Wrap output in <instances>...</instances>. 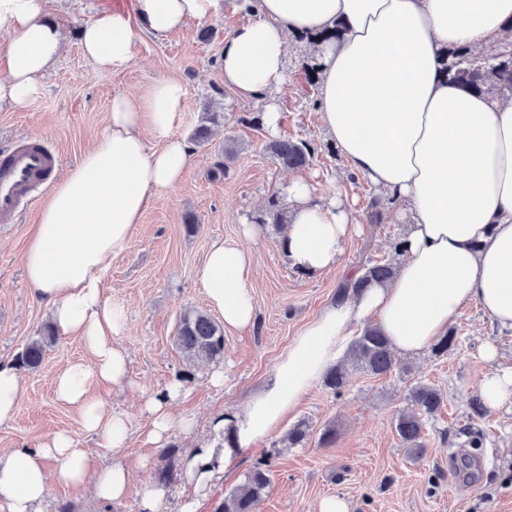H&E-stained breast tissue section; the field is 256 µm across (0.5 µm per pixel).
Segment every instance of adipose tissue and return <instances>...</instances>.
Masks as SVG:
<instances>
[{
  "label": "adipose tissue",
  "mask_w": 512,
  "mask_h": 512,
  "mask_svg": "<svg viewBox=\"0 0 512 512\" xmlns=\"http://www.w3.org/2000/svg\"><path fill=\"white\" fill-rule=\"evenodd\" d=\"M242 6L252 18L225 41L221 57L224 85L241 100L265 101L284 84L291 36L345 23L340 39L311 47L321 122L351 171L392 200V219L406 230L393 279L337 298L303 328L261 389L215 419L214 429L230 433L233 445H203L185 456L186 476L199 489L226 472L239 449L280 426L345 355L352 327L368 317L406 357L436 344L471 303L512 329V102L462 88L442 65L449 47L499 44L512 21V0H243ZM221 8L222 0H132L128 11L103 10L87 22L82 49L109 74L132 61L134 24L162 39ZM0 31L10 34L0 51L8 71L0 101L21 105L38 94L62 51V34L46 19L44 0H0ZM183 100L182 83L166 78L145 100L113 95L104 134L54 186L24 257L26 282L52 322L88 352L57 375L54 395L79 407L85 433L115 451L129 441V420L105 409L92 387L128 385L129 357L116 341L127 319L104 284L153 194L186 175L190 146L171 136ZM279 119L275 104L266 103L265 127L277 130ZM147 128L161 148L149 147ZM284 201L290 222L280 248L290 263L305 273L337 264L356 227L341 193L320 196L299 176L289 180ZM251 275L240 245H211L199 283L225 327L254 325ZM183 394L175 381L146 401L147 443L163 445L176 427L191 430V421L172 411ZM54 479L93 481L97 499L112 503L131 486L120 460L93 468L89 450L57 431L37 447L0 451V512H47Z\"/></svg>",
  "instance_id": "adipose-tissue-1"
}]
</instances>
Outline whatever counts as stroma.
<instances>
[{"label": "stroma", "mask_w": 512, "mask_h": 512, "mask_svg": "<svg viewBox=\"0 0 512 512\" xmlns=\"http://www.w3.org/2000/svg\"><path fill=\"white\" fill-rule=\"evenodd\" d=\"M130 3L48 0V14L62 29L63 50L30 102L22 106L0 102V146L21 135L40 137L60 157L64 174L100 138L115 93L144 99L157 80L178 79L185 87L184 107L172 134L186 140L204 112L220 115L212 141L192 145L183 181L154 193L129 247L113 257L105 284L107 295L127 314L119 342L130 356L131 385L122 391L98 386L94 392L108 409L128 415L132 428L128 446L117 455L101 447L99 438L84 435L79 409L56 400L57 373L87 357L81 341L64 332L47 348L37 369L22 370L24 394L18 413L12 424L0 426V448H32L52 432L64 430L80 436L82 447L94 450L96 462L120 458L133 484L127 498L111 507L94 500L91 485L52 483L53 507L66 505L70 512H138L140 487L153 482L162 465L160 448L145 441L149 427L145 400L163 392L172 379H181L185 396L176 410L189 417L193 429L174 431L170 441L183 455L212 441L213 419L246 402L301 329L335 301L346 270L392 256L403 232L401 224L389 220L367 223L374 189L349 170L321 123L318 88L308 80L311 59L301 40L293 42L285 86L269 95L281 114L273 133L258 120L263 103L237 101L221 78L224 41L250 19L237 0H224L217 15L189 22L162 39L136 28L131 63L109 74L98 73L82 52L80 28L102 9L126 8ZM274 136L317 144L315 158L300 173L322 194L341 191L352 205L358 228L336 267L303 273L279 250L280 231L262 225L260 236L247 242L254 264L255 325L225 331L220 362L187 365L175 336L184 309L208 307L198 281L208 248L218 239L241 241L242 225L255 223L270 197L281 195L288 183L289 171L276 166L263 151L265 141ZM227 137L243 148L227 172L217 175L213 168L218 146ZM39 214L36 207L26 210L16 223L0 224L1 360H15L48 322V309L28 287L23 267ZM190 224L196 225V232H187ZM449 328L456 342L448 353L398 357L394 371L384 377L354 373L339 396L315 383L283 425L242 449L234 466L203 494H196L185 475H178L159 512H179L192 500L196 512H215L263 456L271 460L273 483L254 512H315L318 501L328 495L346 498L350 512H512V405L478 419L484 442L473 467L448 469L449 454L464 446L457 430L470 412L480 379L490 366L512 367V329L493 324L473 304L464 307ZM488 345L498 351L496 363L483 357ZM216 370L224 373L223 386L209 381ZM420 381L440 388L444 404L426 424L424 453L414 457L400 443L395 417L410 388ZM300 423L309 428L307 444L284 447V436ZM329 425L336 428V442L325 447L319 437Z\"/></svg>", "instance_id": "35a3bbf8"}]
</instances>
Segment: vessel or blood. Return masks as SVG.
<instances>
[{"instance_id":"b4317fda","label":"vessel or blood","mask_w":512,"mask_h":512,"mask_svg":"<svg viewBox=\"0 0 512 512\" xmlns=\"http://www.w3.org/2000/svg\"><path fill=\"white\" fill-rule=\"evenodd\" d=\"M57 167L56 153L37 139L24 137L6 149L0 163V224L15 223L19 213L34 204V189Z\"/></svg>"}]
</instances>
